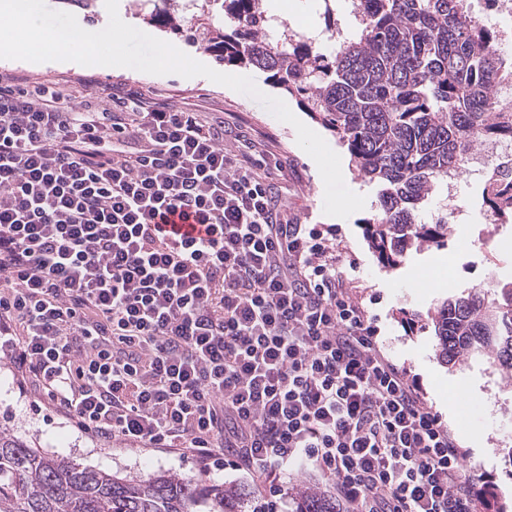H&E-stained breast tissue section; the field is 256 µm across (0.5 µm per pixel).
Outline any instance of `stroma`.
<instances>
[{"label": "stroma", "mask_w": 512, "mask_h": 512, "mask_svg": "<svg viewBox=\"0 0 512 512\" xmlns=\"http://www.w3.org/2000/svg\"><path fill=\"white\" fill-rule=\"evenodd\" d=\"M208 26V20L186 13V34L172 38L171 43L216 71L233 73V66L217 62L201 46L200 38ZM1 72L65 78L68 100L78 108L124 86L162 96L174 93L179 103L196 111L202 121L211 122L221 113L231 112L236 125L276 141L287 163L302 176L301 190L284 194V205L303 223L323 225L355 258L356 267L350 276L362 284L365 301L377 317L379 341L388 347L398 365L419 379L429 404L454 431L467 473L495 485L501 496L512 499V470L506 469L500 455L501 449L512 448V383L487 363L465 361L447 366L438 362L433 356L432 328L428 324L427 312L436 298L487 287L495 274L503 279L512 277V220L503 224L485 220L482 188L473 177L461 178L455 196L439 194L433 199L434 206L448 210L452 230L447 244L409 251L399 266L388 268L377 260L366 237V222L376 212L379 185L351 174L353 192L366 198L364 209L345 219L326 215L323 180L313 159L298 146L294 127L278 120L255 99L203 76L151 75L124 67L99 71L75 62H46L33 67L19 60L0 59ZM247 74L267 95L284 100L309 128L320 131L340 158H348L339 136L281 90L268 73L251 68ZM482 228L492 237L489 253L496 258L492 264L475 243ZM0 427L9 428L41 452L120 477L145 479L170 470L194 482L201 478L196 464L176 453L120 444L109 447L85 436L41 404L34 393L20 394L12 369L1 363Z\"/></svg>", "instance_id": "stroma-1"}]
</instances>
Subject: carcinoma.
<instances>
[{
    "label": "carcinoma",
    "mask_w": 512,
    "mask_h": 512,
    "mask_svg": "<svg viewBox=\"0 0 512 512\" xmlns=\"http://www.w3.org/2000/svg\"><path fill=\"white\" fill-rule=\"evenodd\" d=\"M148 23L180 31L185 0H130ZM205 49L219 61L271 73L306 111L339 135L359 174L382 185L367 221L379 261L448 240V211L432 210L448 172L484 140H512V112L492 88L512 72L499 33L472 20L466 0H357L356 25L323 52L307 36L258 38L267 0H216ZM491 211L512 215V196L485 189ZM511 289H475L438 300L428 313L442 362L485 360L512 380ZM250 490L237 483L194 485L162 472L120 478L48 455L0 428V512H244ZM292 512H349L320 484H297Z\"/></svg>",
    "instance_id": "carcinoma-1"
}]
</instances>
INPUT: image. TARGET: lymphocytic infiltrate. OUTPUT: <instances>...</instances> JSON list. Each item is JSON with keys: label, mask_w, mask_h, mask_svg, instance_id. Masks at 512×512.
Instances as JSON below:
<instances>
[{"label": "lymphocytic infiltrate", "mask_w": 512, "mask_h": 512, "mask_svg": "<svg viewBox=\"0 0 512 512\" xmlns=\"http://www.w3.org/2000/svg\"><path fill=\"white\" fill-rule=\"evenodd\" d=\"M139 92L77 112L0 74V356L102 444L235 456L258 498L302 458L356 512L493 493L377 339L343 248L278 207L266 141Z\"/></svg>", "instance_id": "1"}]
</instances>
